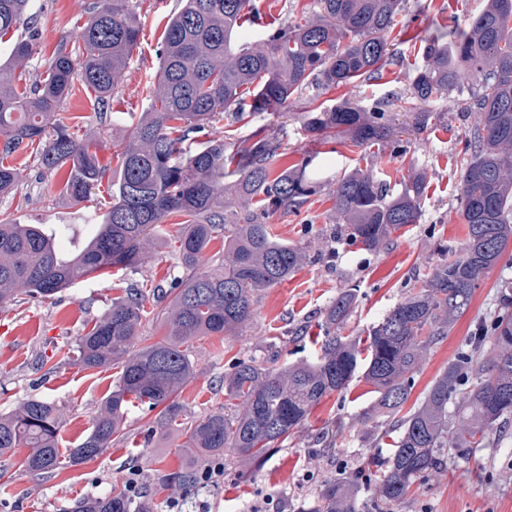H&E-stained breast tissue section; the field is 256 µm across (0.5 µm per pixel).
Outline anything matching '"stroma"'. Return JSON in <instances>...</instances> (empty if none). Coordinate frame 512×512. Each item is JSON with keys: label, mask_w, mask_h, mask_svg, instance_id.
<instances>
[{"label": "stroma", "mask_w": 512, "mask_h": 512, "mask_svg": "<svg viewBox=\"0 0 512 512\" xmlns=\"http://www.w3.org/2000/svg\"><path fill=\"white\" fill-rule=\"evenodd\" d=\"M311 2L252 0L262 23L245 24L241 39L260 35L263 26H281L301 17ZM39 4L42 12L36 29L18 30L19 37L32 39L34 77L45 74L59 38L76 33L84 21L81 0H39ZM485 4L486 0H405L399 23L387 36L393 59L382 76L318 95L329 106L347 100L369 109L376 102L389 101L390 122L397 134L385 142L358 148L342 134L334 150L326 151L301 120L316 96L309 90L290 99L286 111L257 116V124L281 141L285 166L298 164L309 154L316 157V194L299 211L276 212L267 218L279 238L308 246L313 260L260 292L253 321L243 334L201 336L189 342L195 364L193 376L177 397L183 418L191 420L223 408L228 402L224 377L240 361L252 359L276 370L287 362L314 359L323 336L324 311L341 290L355 289L356 302L339 333L363 344L371 327L409 290L420 288L434 265L460 255L466 238L459 215L461 169L477 121L476 113L464 110L463 102L473 85L464 82L426 104L413 98L411 87L425 62L429 40L467 29ZM179 6L180 0H137L139 42L112 98L111 114H100L79 83L64 105L73 117V132L91 142L108 173L120 169L112 126L132 129L139 112L148 106L147 88L159 68L157 49L170 15ZM422 111L432 113L433 119L417 131L413 117ZM356 168L372 170L397 191L412 173L425 176L418 223L403 226L374 251L332 235L336 182ZM108 200L102 189L76 205L64 194L61 177L31 175L11 194L0 195V213L28 224L71 225L72 236L59 241L67 251L76 239L85 238L86 214L100 211ZM164 227L167 235L159 256L142 272L87 277L54 298L28 297L0 311V412L33 396L49 399L67 408L60 431L62 447H73L87 436L96 409L112 392L116 370H86L73 361L51 367L42 359L74 345L112 301L124 297L127 288L146 280L166 285L180 274L176 237L183 229L182 216L168 217ZM507 278L512 279V244L480 282L469 309L448 336L424 355L410 380L409 405L423 400L458 349L498 312V286ZM373 400L372 386L354 379L346 391L328 395L312 408L303 426L262 462L244 464L224 454L223 477L186 498V512H193L196 501L203 499L212 512H305L324 484L347 478L360 479L359 498L369 500L374 486L364 483L363 476L371 455L384 449L393 426L390 419L369 417ZM155 417L146 407L131 408L125 429L106 453L78 466L62 465L47 475L24 471L19 458H0V512H64L76 499L107 493L134 471L148 475L143 489L165 512L162 477L187 463L203 468L208 461L190 459L179 438L155 432ZM332 429L339 435L334 448L327 449L318 436ZM393 512H512V427L491 434L485 447L449 456L445 469L419 481L412 496Z\"/></svg>", "instance_id": "stroma-1"}]
</instances>
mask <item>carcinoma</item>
Returning <instances> with one entry per match:
<instances>
[{
    "label": "carcinoma",
    "mask_w": 512,
    "mask_h": 512,
    "mask_svg": "<svg viewBox=\"0 0 512 512\" xmlns=\"http://www.w3.org/2000/svg\"><path fill=\"white\" fill-rule=\"evenodd\" d=\"M250 0H181L168 19L157 80L149 85V110L130 132L115 129L121 167L111 182V202L90 220L91 235L60 250L70 225L48 229L19 224L0 214V310L24 297L52 298L105 269L138 270L158 256L165 218L178 213L186 228L178 238L182 273L168 289H129L76 343L84 369L120 367L112 394L97 408L91 430L75 448L60 451L65 408L31 397L0 414V456L27 449L25 470L49 474L66 457L79 465L103 455L123 430L131 401L162 407L160 428L185 438L193 452L230 451L255 462L303 425L321 400L347 388L357 373L374 386V411L395 419L400 430L380 468L376 512H391L412 487L442 468L455 448H481L512 420V281L499 285L500 312L448 363L420 406L397 417L409 397V381L423 352L448 335L469 308L475 288L512 241V0H488L450 42L433 41L413 81L422 103L454 90L462 75L476 82L466 110L479 114L473 152L462 168L459 215L467 233L462 255L436 265L416 292L390 308L372 327L366 350L338 333L355 294L342 290L326 308L321 355L277 370L238 362L224 376L237 404L185 425L175 396L194 372L184 345L200 336L241 333L253 319L258 293L310 263L306 247L275 236L266 216L297 212L316 191L310 161L278 170L280 143L265 129L247 145L229 149L211 137L216 117L243 122L288 105L309 86L331 89L380 75L389 61L386 33L404 0H313L299 21L267 29L255 40L236 41ZM35 0H0V37L20 26L35 28ZM76 40L60 37L47 75L31 81L32 45L16 40L0 63V194L22 179L8 158L36 144L33 167L56 176L67 169L64 189L79 204L102 183L105 169L89 143L78 139L63 112L74 75L105 109L122 84L137 47L140 26L134 0H90ZM304 115L305 129L323 144L345 133L356 147L391 136L384 108L357 104L325 107L318 98ZM423 184L414 177L402 192L368 170L336 183L335 209L346 235L366 251L384 244L421 215ZM224 236V264L199 272L202 254ZM170 295L161 312L167 336L138 346L145 304ZM191 465L164 478L169 498L183 499L200 487ZM66 512H157L156 504L131 497L115 484L85 497ZM305 512H360L354 492L331 481Z\"/></svg>",
    "instance_id": "carcinoma-1"
}]
</instances>
